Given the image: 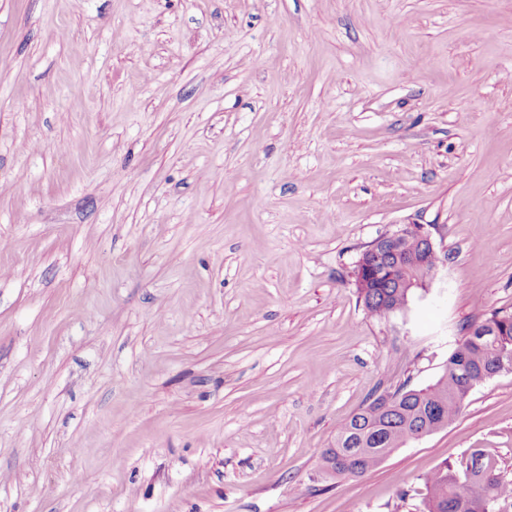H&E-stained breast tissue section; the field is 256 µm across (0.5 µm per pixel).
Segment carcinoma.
<instances>
[{
    "instance_id": "carcinoma-1",
    "label": "carcinoma",
    "mask_w": 512,
    "mask_h": 512,
    "mask_svg": "<svg viewBox=\"0 0 512 512\" xmlns=\"http://www.w3.org/2000/svg\"><path fill=\"white\" fill-rule=\"evenodd\" d=\"M389 280H372L356 289L367 313L378 319L408 309L423 278L419 267L397 268ZM512 357V309L500 308L467 326L438 379L422 388L402 384L393 393L372 396L358 412L336 426L334 447L321 455L330 477H359L377 467L386 454L415 437L448 427L465 397L493 378L501 360ZM422 512H512V480L482 448L472 449L458 465L446 462L423 477Z\"/></svg>"
}]
</instances>
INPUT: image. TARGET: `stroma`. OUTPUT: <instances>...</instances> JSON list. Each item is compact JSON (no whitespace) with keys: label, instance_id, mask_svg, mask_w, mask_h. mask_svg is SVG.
Here are the masks:
<instances>
[{"label":"stroma","instance_id":"stroma-1","mask_svg":"<svg viewBox=\"0 0 512 512\" xmlns=\"http://www.w3.org/2000/svg\"><path fill=\"white\" fill-rule=\"evenodd\" d=\"M448 259L371 317L400 224ZM512 308V0H0V512H418L512 372L372 471V393ZM431 229H435L434 225L401 224L395 230L378 236L365 246L354 265L351 277L358 299L363 303L370 316L382 319L407 310L415 291L423 288L421 286H419L420 288H408L406 284L411 281L418 282L423 278L424 288H428V283L445 265L446 255L436 248ZM410 237L421 242L423 252L419 258L415 254L405 252L402 253V259L405 265H420L424 269V274L420 267L397 268L392 272L393 279L372 280L366 282L363 288H359L365 282V272L382 263L378 250L380 241L386 239L398 242ZM413 238L405 240L403 244L410 251H418L419 243Z\"/></svg>","mask_w":512,"mask_h":512}]
</instances>
